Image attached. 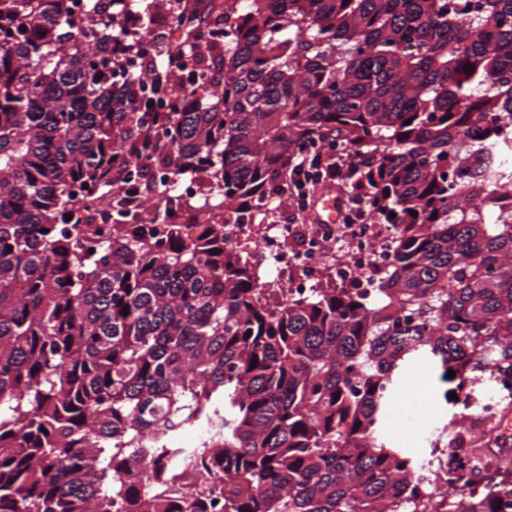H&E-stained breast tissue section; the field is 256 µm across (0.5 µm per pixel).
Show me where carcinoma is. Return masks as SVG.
<instances>
[{"label": "carcinoma", "instance_id": "obj_1", "mask_svg": "<svg viewBox=\"0 0 512 512\" xmlns=\"http://www.w3.org/2000/svg\"><path fill=\"white\" fill-rule=\"evenodd\" d=\"M89 2L0 0V512H171L178 477L132 444L217 411L192 512L512 509L499 456L426 497L385 435L415 362L512 379V168L481 163L512 141V0ZM161 14L191 83L136 51ZM340 139L396 231L376 293L259 282L224 226ZM182 177L215 203L161 191Z\"/></svg>", "mask_w": 512, "mask_h": 512}]
</instances>
